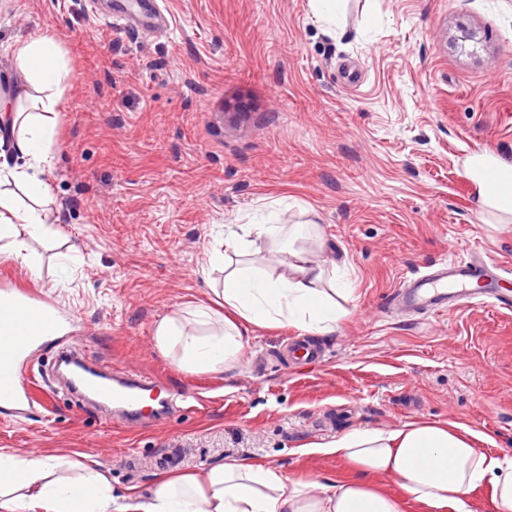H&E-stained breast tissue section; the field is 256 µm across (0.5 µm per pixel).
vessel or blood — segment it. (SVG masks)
<instances>
[{
	"label": "vessel or blood",
	"instance_id": "obj_1",
	"mask_svg": "<svg viewBox=\"0 0 512 512\" xmlns=\"http://www.w3.org/2000/svg\"><path fill=\"white\" fill-rule=\"evenodd\" d=\"M503 275L501 263L482 257L444 263L434 271L407 278L394 291L392 302L422 313L456 312L477 297L471 281ZM13 300L20 314H0V408L27 416L35 407L30 392L32 378L22 360L32 346L58 327L59 314L28 290H16ZM55 370L66 377L71 393L113 411L124 427L162 415L168 404L160 381L132 370L88 362L73 351L58 352Z\"/></svg>",
	"mask_w": 512,
	"mask_h": 512
}]
</instances>
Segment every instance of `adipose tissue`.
Listing matches in <instances>:
<instances>
[{"instance_id": "obj_1", "label": "adipose tissue", "mask_w": 512, "mask_h": 512, "mask_svg": "<svg viewBox=\"0 0 512 512\" xmlns=\"http://www.w3.org/2000/svg\"><path fill=\"white\" fill-rule=\"evenodd\" d=\"M15 95H0V146L20 154L0 161V254L39 275L30 244L52 239L44 205L51 195L45 174L56 144V108L70 82L59 44L44 35L14 48ZM278 213L257 224H228L207 253L210 269L224 273L215 312L186 306L154 326L158 351L188 373H221L240 359L250 328L289 327L326 336L349 316L354 291L306 244L281 249L290 233ZM276 244L271 258L253 256L256 241ZM473 431L419 420L385 430H353L313 453L336 456L345 475L334 484L293 479L250 459H232L199 474L157 475L148 491L115 496L109 478L92 466L60 475L62 457H22L0 449V512H462L465 499L483 490L495 512H512V458L474 448ZM386 477L398 486L387 492Z\"/></svg>"}]
</instances>
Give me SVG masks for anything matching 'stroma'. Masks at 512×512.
I'll use <instances>...</instances> for the list:
<instances>
[{
	"label": "stroma",
	"instance_id": "obj_1",
	"mask_svg": "<svg viewBox=\"0 0 512 512\" xmlns=\"http://www.w3.org/2000/svg\"><path fill=\"white\" fill-rule=\"evenodd\" d=\"M150 3L167 24L132 33L110 20L138 0H0V90L16 41L48 31L72 73L47 172L58 236L33 243L37 278L0 254V289L55 303L64 344L207 401L127 432L54 393L35 418L0 421V448L95 462L118 495L240 458L330 484L342 463L304 445L421 419L512 456V310L387 302L445 259L486 251L512 270V217L482 208L470 169L512 167V0H342L332 23L311 0ZM276 207L317 222L351 316L318 337V364L285 356L295 330L253 328L234 369H178L155 323L211 302L219 225Z\"/></svg>",
	"mask_w": 512,
	"mask_h": 512
}]
</instances>
